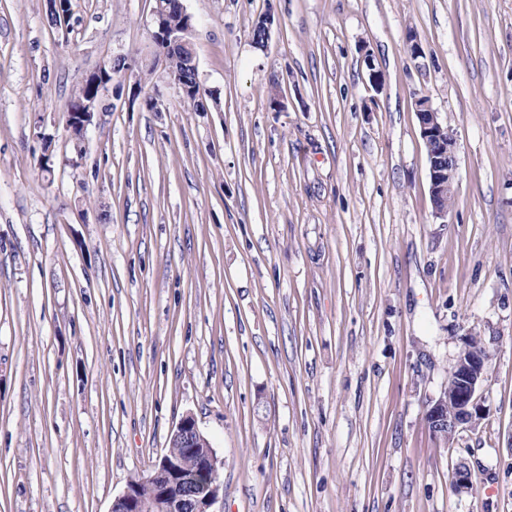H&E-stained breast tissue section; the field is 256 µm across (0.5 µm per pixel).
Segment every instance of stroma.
Masks as SVG:
<instances>
[{
    "label": "stroma",
    "instance_id": "obj_1",
    "mask_svg": "<svg viewBox=\"0 0 512 512\" xmlns=\"http://www.w3.org/2000/svg\"><path fill=\"white\" fill-rule=\"evenodd\" d=\"M46 5L0 0V512H111L187 413L214 512H512V0H184L218 107L155 68L77 165L70 97L152 59L154 0H72L67 35ZM421 95L460 146L444 222ZM473 331L483 418L445 443ZM469 345L455 359V367L448 374V383L452 380V389L444 386L437 398L430 401L426 411V420L433 430L446 426L457 429L459 426H475L482 418V389L487 380L486 363L488 353L483 339L477 333L468 336ZM485 349V350H483ZM447 388V389H446ZM453 408L448 412V402Z\"/></svg>",
    "mask_w": 512,
    "mask_h": 512
}]
</instances>
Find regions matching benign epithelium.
I'll return each instance as SVG.
<instances>
[{
  "mask_svg": "<svg viewBox=\"0 0 512 512\" xmlns=\"http://www.w3.org/2000/svg\"><path fill=\"white\" fill-rule=\"evenodd\" d=\"M178 7L182 22L175 25L169 20V4L156 0L151 10L150 25L155 62L163 65L169 82L181 94L188 92L189 87L180 72L170 67L169 63L183 55V51L194 50V25L192 14L184 4L180 2ZM116 80L132 81L127 98L128 107H133L138 100L152 108L159 106L155 98L139 99L142 68L136 58L120 56L100 62L82 81V93L75 100L74 106L64 113V131L80 160L86 154V130L96 114L101 112L102 100L109 97L112 82ZM415 105L427 149L429 189L434 202V214L444 219L451 211L448 199L457 197L458 193L459 144L456 140L446 145L442 143L444 122L439 113L432 109L428 98H417ZM487 361V351L464 347L455 359L454 370L448 374V380L453 382L452 389H441L439 396L428 404L426 420L429 426L435 430L446 426L456 429L462 425L475 426L480 422ZM170 441L181 448L197 450L198 444L203 442V436L193 414L186 413L180 418ZM195 466L209 474V484L203 491L197 492L189 485L183 460L161 456L147 473V479L154 488L152 498L143 499L138 488L129 484L124 493L113 501L112 512H211V507L220 495L219 470L223 461L215 455L214 449L207 448L204 455L197 457ZM452 487L457 492L472 491L474 479L471 470L458 468L452 477Z\"/></svg>",
  "mask_w": 512,
  "mask_h": 512,
  "instance_id": "benign-epithelium-1",
  "label": "benign epithelium"
}]
</instances>
